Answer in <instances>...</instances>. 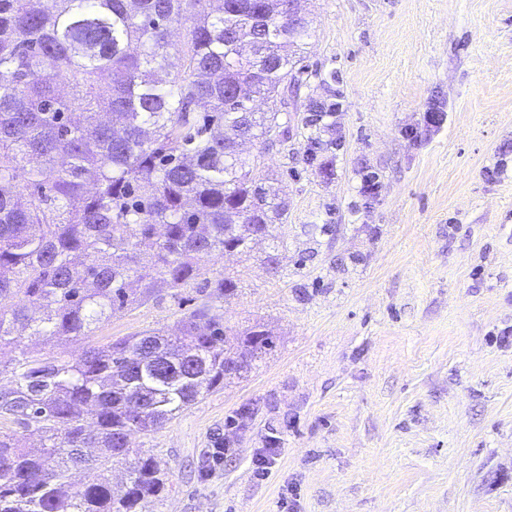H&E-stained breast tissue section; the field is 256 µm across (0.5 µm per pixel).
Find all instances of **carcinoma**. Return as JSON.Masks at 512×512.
I'll use <instances>...</instances> for the list:
<instances>
[{
    "label": "carcinoma",
    "mask_w": 512,
    "mask_h": 512,
    "mask_svg": "<svg viewBox=\"0 0 512 512\" xmlns=\"http://www.w3.org/2000/svg\"><path fill=\"white\" fill-rule=\"evenodd\" d=\"M207 2L0 0V351L19 346V326L86 336L156 289L201 278L199 255L275 239L286 205L239 142L265 150L281 132L274 104L300 73L284 48L302 51L309 21L288 27L292 0H224L216 13ZM20 293L42 318L13 307ZM242 346L267 355L275 341L257 326L231 335L198 308L176 336L0 363L12 377L0 415L42 437L32 452L0 432V512H135L160 495L153 459L127 437L223 385ZM84 448L101 452L90 461ZM119 456L131 457L124 487L69 481Z\"/></svg>",
    "instance_id": "1"
}]
</instances>
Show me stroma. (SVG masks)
<instances>
[{"instance_id": "1", "label": "stroma", "mask_w": 512, "mask_h": 512, "mask_svg": "<svg viewBox=\"0 0 512 512\" xmlns=\"http://www.w3.org/2000/svg\"><path fill=\"white\" fill-rule=\"evenodd\" d=\"M300 7L288 133L244 147L283 190L277 249L203 256L237 295L162 288L89 335L24 345L75 358L199 307L271 333L243 376L132 436L169 482L142 512H512V0Z\"/></svg>"}]
</instances>
